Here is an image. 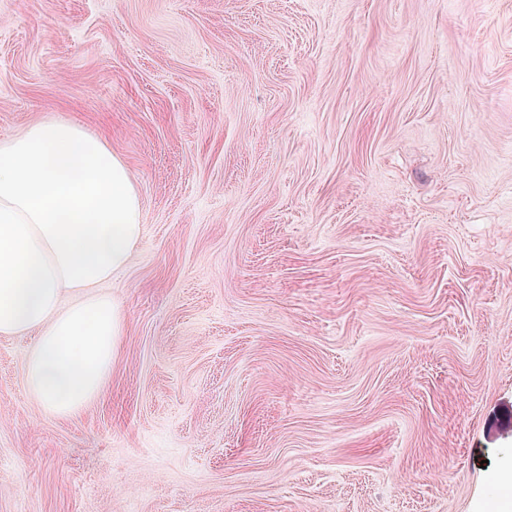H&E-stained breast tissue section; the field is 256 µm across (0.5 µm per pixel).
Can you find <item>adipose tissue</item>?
<instances>
[{
    "mask_svg": "<svg viewBox=\"0 0 512 512\" xmlns=\"http://www.w3.org/2000/svg\"><path fill=\"white\" fill-rule=\"evenodd\" d=\"M141 235L129 171L100 137L50 121L0 143V334L36 332L25 383L43 413L100 396L123 331L100 287Z\"/></svg>",
    "mask_w": 512,
    "mask_h": 512,
    "instance_id": "adipose-tissue-1",
    "label": "adipose tissue"
}]
</instances>
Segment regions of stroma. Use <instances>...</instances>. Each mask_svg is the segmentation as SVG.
Returning a JSON list of instances; mask_svg holds the SVG:
<instances>
[{
  "label": "stroma",
  "instance_id": "35a3bbf8",
  "mask_svg": "<svg viewBox=\"0 0 512 512\" xmlns=\"http://www.w3.org/2000/svg\"><path fill=\"white\" fill-rule=\"evenodd\" d=\"M52 120L144 232L97 400L0 335V512H498L512 0H0V143Z\"/></svg>",
  "mask_w": 512,
  "mask_h": 512
}]
</instances>
